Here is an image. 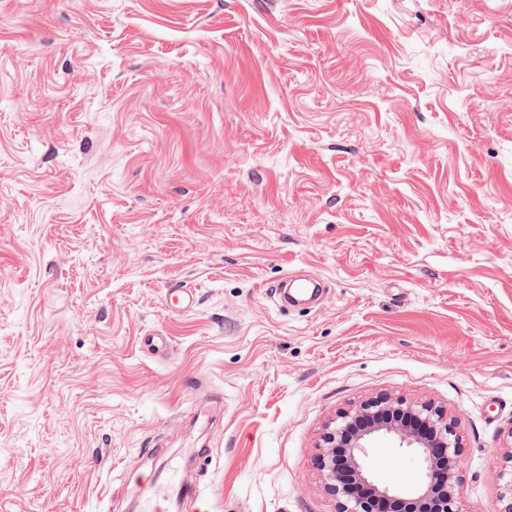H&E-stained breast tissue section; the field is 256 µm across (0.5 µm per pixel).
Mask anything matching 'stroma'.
<instances>
[{
  "instance_id": "1",
  "label": "stroma",
  "mask_w": 512,
  "mask_h": 512,
  "mask_svg": "<svg viewBox=\"0 0 512 512\" xmlns=\"http://www.w3.org/2000/svg\"><path fill=\"white\" fill-rule=\"evenodd\" d=\"M380 394L447 410L498 512L512 0H0V512H137L171 467L206 512H336L316 440ZM279 288L284 289L275 290V294L278 296V299L286 305H288V303L290 305L299 304L300 302L317 297L320 293L318 283L310 282L308 284L307 282L300 281L288 282V277ZM165 299L175 314L189 312L195 309L197 303L195 290L179 284H172L165 289Z\"/></svg>"
}]
</instances>
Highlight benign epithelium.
<instances>
[{"mask_svg": "<svg viewBox=\"0 0 512 512\" xmlns=\"http://www.w3.org/2000/svg\"><path fill=\"white\" fill-rule=\"evenodd\" d=\"M394 436L417 451L423 462L412 489L381 486L365 459L375 440ZM499 471L502 512H512V443ZM314 464L338 512H380V503L400 500L408 512H472L460 492L463 453L455 422L431 402L379 395L340 412L316 445Z\"/></svg>", "mask_w": 512, "mask_h": 512, "instance_id": "obj_1", "label": "benign epithelium"}]
</instances>
